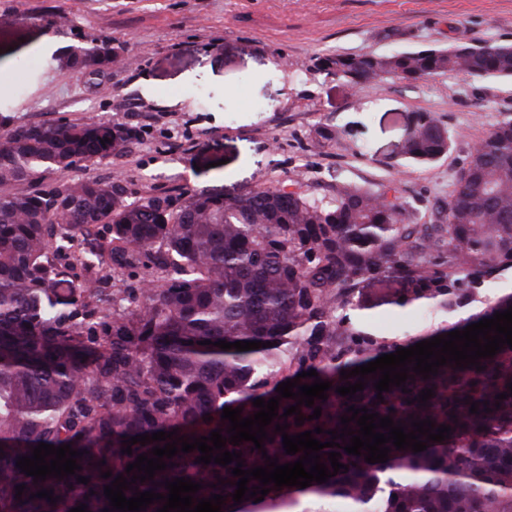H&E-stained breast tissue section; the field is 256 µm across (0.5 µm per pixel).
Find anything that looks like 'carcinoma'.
<instances>
[{
	"mask_svg": "<svg viewBox=\"0 0 512 512\" xmlns=\"http://www.w3.org/2000/svg\"><path fill=\"white\" fill-rule=\"evenodd\" d=\"M113 58L104 41L75 48L63 64L97 75L112 69ZM318 67L355 89L448 73L512 79V43L334 54ZM133 139L114 118L83 124L0 118V187L6 188L0 193V512H70L81 503L103 512L104 486L120 474L131 478L137 470L126 472L128 464L143 453L153 457V447L173 439L138 442L130 455L121 452L122 441L173 430L186 440L217 429L227 438L223 408L252 416L254 400L278 396L280 383L312 369L331 383L328 399L300 405L303 417L321 407L319 418L301 426L283 416L296 400L279 401L263 440L278 464L303 452L286 454L276 425L289 424V435L320 427L324 432L313 437L325 443L327 431L343 428L340 417L352 416L351 405L400 421L409 432L413 419L449 425L450 438L423 436L427 449L418 453L389 442V460L375 464L365 462L364 450L346 453L338 438L319 451L320 462L331 467L328 453L339 452L348 470L304 489L272 483L264 500L237 506L231 497L237 462L204 465L195 462L200 451H180L162 458L168 467L136 483L138 491L165 496L161 482L185 477L203 485L196 498L224 496L220 512H336L329 506L338 503L342 512H512L511 347L480 358L482 371L447 364L428 379L416 375L401 388L390 386L381 401L374 374L350 398L336 392L358 380L340 371L445 331L390 337L364 330L346 310L364 307L365 284L383 286L388 303L399 307L427 303L455 313L478 301L486 281L512 276V113L469 151L448 202L422 223L392 183L371 189L339 181L323 195L280 188L193 195L178 206L168 196L132 199L112 179L12 190L109 157ZM450 147L448 128L428 112L415 113L407 160L430 162ZM101 224L110 239L97 245ZM76 241L85 245L77 254L69 252ZM140 268L149 281H132ZM119 277L123 287L116 288ZM511 306L510 293L463 321L471 325ZM220 340L273 346L223 350L215 346ZM426 388L434 395L422 406L416 398ZM503 392L507 398L497 399ZM40 442L70 445L81 453L82 469L33 482L16 462ZM225 449L242 453L246 470L266 464L251 441ZM107 471L112 476L101 477ZM79 476L89 482H77ZM50 489L54 505L31 498ZM303 497L322 507L299 509Z\"/></svg>",
	"mask_w": 512,
	"mask_h": 512,
	"instance_id": "1",
	"label": "carcinoma"
}]
</instances>
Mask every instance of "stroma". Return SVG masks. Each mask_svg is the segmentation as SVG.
Masks as SVG:
<instances>
[{
    "label": "stroma",
    "mask_w": 512,
    "mask_h": 512,
    "mask_svg": "<svg viewBox=\"0 0 512 512\" xmlns=\"http://www.w3.org/2000/svg\"><path fill=\"white\" fill-rule=\"evenodd\" d=\"M56 14L66 22L50 24ZM107 37L112 70L58 67ZM476 40L512 43V0H0V115L15 124L119 119L136 139L75 174L120 180L136 198L392 182L423 214L447 200L469 150L512 113V79L450 73L355 92L316 63ZM417 112L453 136L448 154L425 164L402 154ZM369 297L378 307L363 323L385 336L448 319L383 304L375 288Z\"/></svg>",
    "instance_id": "stroma-1"
}]
</instances>
